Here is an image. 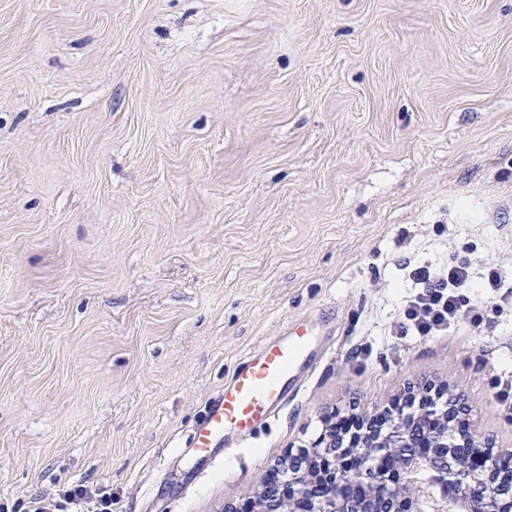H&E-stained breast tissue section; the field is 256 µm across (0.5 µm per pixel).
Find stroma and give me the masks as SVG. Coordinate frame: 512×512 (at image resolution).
I'll return each instance as SVG.
<instances>
[{
  "instance_id": "obj_1",
  "label": "stroma",
  "mask_w": 512,
  "mask_h": 512,
  "mask_svg": "<svg viewBox=\"0 0 512 512\" xmlns=\"http://www.w3.org/2000/svg\"><path fill=\"white\" fill-rule=\"evenodd\" d=\"M512 286V0H0V512H245L332 417L413 386L512 443V300L404 336L407 264ZM336 320L254 436L234 366ZM60 502L54 505L46 504L38 498L31 502V512H54V511H76V512H111L108 509L112 505V499L98 497L92 494L84 485H77L73 490H66L60 495ZM71 509V510H70ZM73 509V510H72Z\"/></svg>"
}]
</instances>
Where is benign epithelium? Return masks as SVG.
I'll return each instance as SVG.
<instances>
[{
  "label": "benign epithelium",
  "instance_id": "7a95c632",
  "mask_svg": "<svg viewBox=\"0 0 512 512\" xmlns=\"http://www.w3.org/2000/svg\"><path fill=\"white\" fill-rule=\"evenodd\" d=\"M461 398L428 387L377 423L318 437L280 464L252 512H512V448L462 426ZM456 490L448 497V487Z\"/></svg>",
  "mask_w": 512,
  "mask_h": 512
}]
</instances>
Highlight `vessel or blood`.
I'll return each instance as SVG.
<instances>
[{
	"label": "vessel or blood",
	"instance_id": "obj_1",
	"mask_svg": "<svg viewBox=\"0 0 512 512\" xmlns=\"http://www.w3.org/2000/svg\"><path fill=\"white\" fill-rule=\"evenodd\" d=\"M318 353V336L297 329L240 361L230 381L210 398L205 418L193 433L197 454L212 456L223 440L252 432L274 415L294 394Z\"/></svg>",
	"mask_w": 512,
	"mask_h": 512
}]
</instances>
